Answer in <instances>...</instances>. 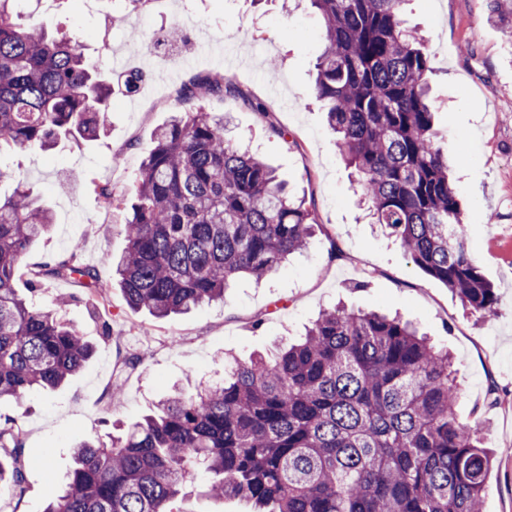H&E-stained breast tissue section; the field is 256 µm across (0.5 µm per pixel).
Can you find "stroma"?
Segmentation results:
<instances>
[{
    "label": "stroma",
    "mask_w": 512,
    "mask_h": 512,
    "mask_svg": "<svg viewBox=\"0 0 512 512\" xmlns=\"http://www.w3.org/2000/svg\"><path fill=\"white\" fill-rule=\"evenodd\" d=\"M489 14L487 0L405 6L408 25L429 39L438 144L454 163L468 248L498 296L496 314L481 321L418 267L388 229L367 223L314 91L323 32L309 0H151L136 11L125 0H54L43 20L82 41L87 59L108 70L111 124L94 140L0 155L13 174L0 192L23 181L53 215L51 231L31 246L18 271L20 293L72 243H81L94 266L125 251V211L105 210L70 174L129 190L155 131L178 106L179 82L195 72L224 75L264 104L261 114L228 95L207 106L224 113L228 136L249 143L305 198L318 225L306 250L265 281L239 279L223 300L165 318L130 309L116 286L97 305L80 283L42 282L36 303L61 305L95 353L53 391H32L21 403L0 400V423L18 422L28 459L22 491L0 493V512H42L46 486L65 479L77 444L154 413L173 386L193 393L221 382L225 356L269 353L339 303L401 315L448 348L460 392L455 410L465 420L480 415L494 455L482 512H512V38ZM173 20L182 42L151 52L146 29L163 34ZM92 30L105 32V41L87 39ZM131 72L142 75L133 94L123 86ZM336 247L344 259H331ZM492 383L499 402L488 408ZM207 482L202 476L186 483L175 512H251L245 501L212 498Z\"/></svg>",
    "instance_id": "stroma-1"
}]
</instances>
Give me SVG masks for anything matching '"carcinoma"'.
<instances>
[{
  "mask_svg": "<svg viewBox=\"0 0 512 512\" xmlns=\"http://www.w3.org/2000/svg\"><path fill=\"white\" fill-rule=\"evenodd\" d=\"M23 2L0 0V153L100 136L111 80L77 42L22 22ZM311 2L323 28L316 96L361 202L421 269L490 318L498 297L466 247L459 191L436 145L431 55L407 27L406 0ZM490 19L512 28V0H494ZM226 95L261 109L221 74L191 78L178 100ZM132 192L126 250L102 267L115 269L129 307L155 317L267 277L317 223L273 168L226 136L224 114L203 106L157 130ZM51 223L23 182L0 194V399L54 389L93 354L75 325L15 288ZM40 275L104 288L76 248ZM452 367L410 322L336 307L277 356L227 362L224 382L176 390L123 435L81 442L65 484L45 489L44 512H173L196 464L211 474V496L254 512H475L492 455L481 419L455 412ZM27 463L16 421L0 424V490L21 489Z\"/></svg>",
  "mask_w": 512,
  "mask_h": 512,
  "instance_id": "cac0c4a2",
  "label": "carcinoma"
}]
</instances>
